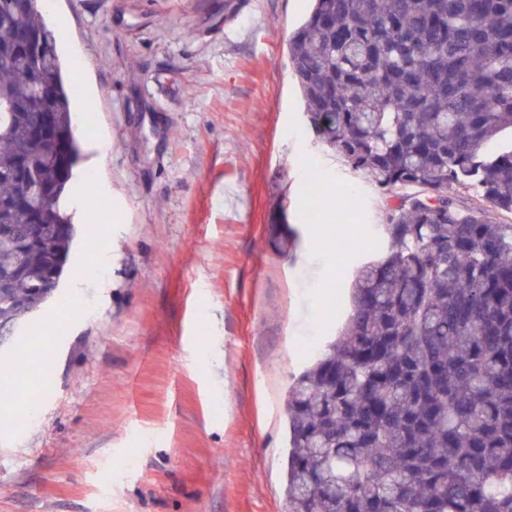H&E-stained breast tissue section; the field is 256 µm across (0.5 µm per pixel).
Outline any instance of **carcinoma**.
Segmentation results:
<instances>
[{"mask_svg": "<svg viewBox=\"0 0 512 512\" xmlns=\"http://www.w3.org/2000/svg\"><path fill=\"white\" fill-rule=\"evenodd\" d=\"M42 8L0 7V342L41 335L16 307L54 298L30 273L64 272L76 234L77 63ZM288 59L313 132L397 202L344 329L288 388L287 512H512V143L489 150L512 135V0H314Z\"/></svg>", "mask_w": 512, "mask_h": 512, "instance_id": "obj_1", "label": "carcinoma"}]
</instances>
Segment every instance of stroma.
I'll return each instance as SVG.
<instances>
[{
  "label": "stroma",
  "mask_w": 512,
  "mask_h": 512,
  "mask_svg": "<svg viewBox=\"0 0 512 512\" xmlns=\"http://www.w3.org/2000/svg\"><path fill=\"white\" fill-rule=\"evenodd\" d=\"M310 0H50L108 197L0 409V512H286L284 399L379 259L388 198L310 129L287 40ZM348 212L328 249L315 235ZM321 214L319 223L307 211ZM291 244L280 253L282 229ZM314 254L319 273L298 263ZM100 273L85 286L76 270Z\"/></svg>",
  "instance_id": "stroma-1"
}]
</instances>
